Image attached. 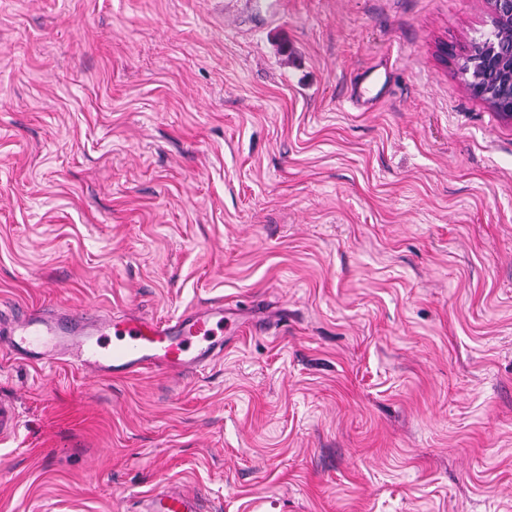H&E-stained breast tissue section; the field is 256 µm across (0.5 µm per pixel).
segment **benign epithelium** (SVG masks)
<instances>
[{"label": "benign epithelium", "instance_id": "7a95c632", "mask_svg": "<svg viewBox=\"0 0 512 512\" xmlns=\"http://www.w3.org/2000/svg\"><path fill=\"white\" fill-rule=\"evenodd\" d=\"M491 30L468 45L459 72L465 89L512 122V0H486Z\"/></svg>", "mask_w": 512, "mask_h": 512}]
</instances>
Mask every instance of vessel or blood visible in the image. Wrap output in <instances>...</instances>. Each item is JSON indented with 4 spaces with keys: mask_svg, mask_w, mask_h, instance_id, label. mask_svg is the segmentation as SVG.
I'll return each instance as SVG.
<instances>
[{
    "mask_svg": "<svg viewBox=\"0 0 512 512\" xmlns=\"http://www.w3.org/2000/svg\"><path fill=\"white\" fill-rule=\"evenodd\" d=\"M10 347L37 352L46 364L58 347H68L75 361L101 376L163 369L191 373L224 350V308L213 305L166 319L98 315L65 305L33 310L5 319ZM140 512H205L204 499L171 485L145 495Z\"/></svg>",
    "mask_w": 512,
    "mask_h": 512,
    "instance_id": "obj_1",
    "label": "vessel or blood"
}]
</instances>
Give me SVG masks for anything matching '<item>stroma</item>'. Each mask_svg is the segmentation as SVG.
Wrapping results in <instances>:
<instances>
[{
	"mask_svg": "<svg viewBox=\"0 0 512 512\" xmlns=\"http://www.w3.org/2000/svg\"><path fill=\"white\" fill-rule=\"evenodd\" d=\"M279 2L0 0V302L236 326L187 376L0 345V512H512L488 6ZM205 500L181 487L171 485L154 490L141 501L140 512H204Z\"/></svg>",
	"mask_w": 512,
	"mask_h": 512,
	"instance_id": "1",
	"label": "stroma"
}]
</instances>
